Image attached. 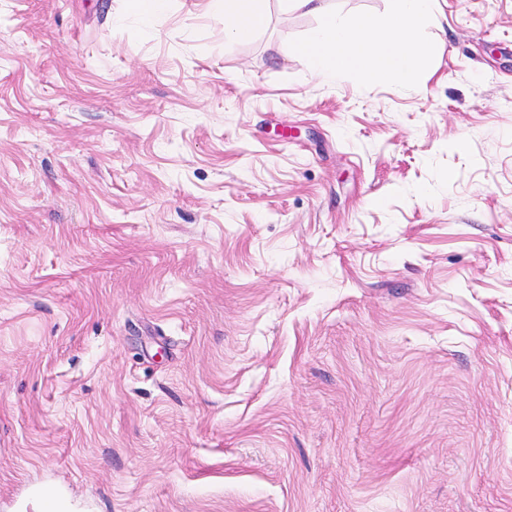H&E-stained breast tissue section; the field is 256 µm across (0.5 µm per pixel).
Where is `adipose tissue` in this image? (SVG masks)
Listing matches in <instances>:
<instances>
[{
	"instance_id": "ef3b65f1",
	"label": "adipose tissue",
	"mask_w": 512,
	"mask_h": 512,
	"mask_svg": "<svg viewBox=\"0 0 512 512\" xmlns=\"http://www.w3.org/2000/svg\"><path fill=\"white\" fill-rule=\"evenodd\" d=\"M288 4L319 19L318 28L294 50L307 58L321 82L336 83L364 67L369 74H386L406 83L433 67V48L418 41L414 31L433 18L438 0H395L392 14L383 21L340 17L325 0H288ZM205 7L223 14L224 35L233 41L250 39L266 21L264 0H206Z\"/></svg>"
}]
</instances>
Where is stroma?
<instances>
[{"label":"stroma","instance_id":"1","mask_svg":"<svg viewBox=\"0 0 512 512\" xmlns=\"http://www.w3.org/2000/svg\"><path fill=\"white\" fill-rule=\"evenodd\" d=\"M205 2L0 0V512H512V0ZM264 0H207L209 12L224 14V36L233 41H245L266 22ZM288 9L303 8L319 18L318 28L291 50L304 55L313 75L334 84L369 63V75L386 74L400 83L433 67L434 50L421 43L414 30L432 19L438 0H395L384 21L367 17L351 19L336 15L325 0H281Z\"/></svg>","mask_w":512,"mask_h":512}]
</instances>
